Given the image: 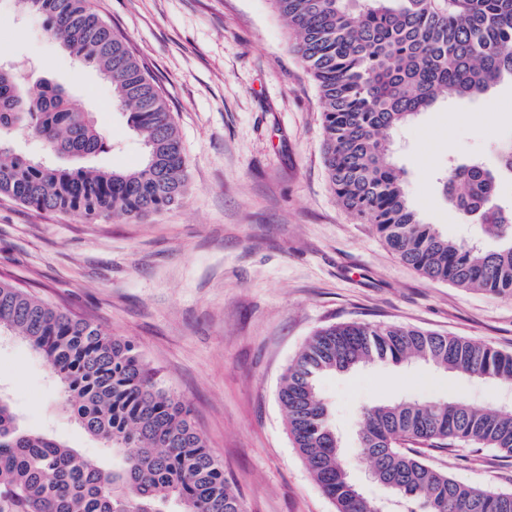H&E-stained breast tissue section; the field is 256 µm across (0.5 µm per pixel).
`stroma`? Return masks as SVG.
Masks as SVG:
<instances>
[{
	"mask_svg": "<svg viewBox=\"0 0 512 512\" xmlns=\"http://www.w3.org/2000/svg\"><path fill=\"white\" fill-rule=\"evenodd\" d=\"M154 77L188 161L185 198L143 220L89 222L0 196V274L133 340L165 386L187 400L245 512H334L288 436L282 377L318 328L364 321L487 341L512 351V299L425 278L395 258L330 189L318 87L291 51L271 0H90ZM0 62L29 84L50 78L79 97L112 147L89 166L139 165L144 146L112 103V87L51 39L43 19L0 0ZM497 111H490L489 101ZM512 138V81L475 100L445 97L390 136L420 219L441 234L495 240L464 223L438 172L448 162L499 164ZM343 462L365 497L394 493L361 460L363 409L392 400H512L499 382L410 359L322 377ZM0 393L21 424L111 466L71 419L44 361L0 338ZM426 461L478 488L512 491V457L428 448Z\"/></svg>",
	"mask_w": 512,
	"mask_h": 512,
	"instance_id": "stroma-1",
	"label": "stroma"
}]
</instances>
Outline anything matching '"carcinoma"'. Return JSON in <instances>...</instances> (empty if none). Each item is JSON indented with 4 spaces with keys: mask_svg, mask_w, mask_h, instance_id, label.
<instances>
[{
    "mask_svg": "<svg viewBox=\"0 0 512 512\" xmlns=\"http://www.w3.org/2000/svg\"><path fill=\"white\" fill-rule=\"evenodd\" d=\"M45 19L48 34L112 85V99L142 140L127 170L70 168L16 152L5 136L42 140L50 154L80 160L111 147L65 87L24 85L0 69V195L38 212L138 221L183 200L188 162L175 120L148 70L89 0H14ZM295 34L294 51L324 104V161L342 207L374 226L389 251L424 277L512 298V209L491 205L512 176L503 163L451 164L442 181L461 218L499 240L483 250L450 239L412 210L388 134L442 95L474 99L512 77V0H271ZM0 335L25 341L47 363L75 423L115 464L91 462L46 433L24 429L0 397V512H244L224 465L194 425L190 406L166 389L137 345L44 301L0 275ZM417 356L460 374L512 385V353L491 343L366 322L321 327L288 366L279 401L288 433L335 512H381L350 481L317 385L326 373ZM491 448L512 457V412L461 400L394 401L367 408L359 435L377 481L405 512H512V492L476 488L412 449Z\"/></svg>",
    "mask_w": 512,
    "mask_h": 512,
    "instance_id": "obj_1",
    "label": "carcinoma"
}]
</instances>
